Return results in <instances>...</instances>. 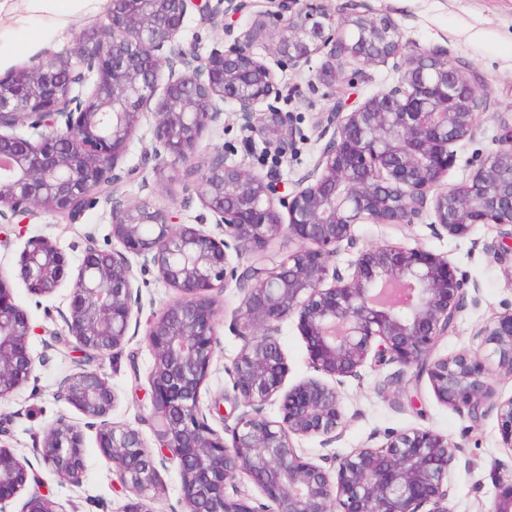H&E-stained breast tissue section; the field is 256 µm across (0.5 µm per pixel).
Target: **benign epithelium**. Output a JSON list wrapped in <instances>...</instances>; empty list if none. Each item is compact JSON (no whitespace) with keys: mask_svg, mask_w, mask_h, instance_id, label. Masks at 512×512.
<instances>
[{"mask_svg":"<svg viewBox=\"0 0 512 512\" xmlns=\"http://www.w3.org/2000/svg\"><path fill=\"white\" fill-rule=\"evenodd\" d=\"M109 24L75 40L73 58L47 52L0 74V223L42 210L71 224L106 194L112 239L121 249L89 244L62 315L77 348L102 355L127 339L141 310L134 292L139 270L157 272L178 298L148 323L154 356L149 375L160 462L176 463L183 512H448V471L459 446L431 429H410L335 458L325 467L299 455L294 440L318 437L328 446L343 424L340 388L371 361L399 363L427 380L437 400L481 423L495 411L502 441L512 447V396L501 399L488 381L495 369L512 375V309L481 327L476 352L442 356L439 340L454 328L468 298L467 282L448 258L419 247L358 246L356 224H416L428 216L440 236L468 235L477 224L499 229L493 254L512 262V128L499 148L478 160L471 180L447 185L451 147L472 135L486 108L476 77L437 49L402 55V34L367 0H345L336 25L323 0H288L279 20V66L298 68L321 55L324 81L336 62L387 64L401 81L350 112H330L335 126L312 169L292 191L274 175L258 176L214 154L198 197L216 231L180 224L149 203L125 206L107 192L121 179L118 163L146 113L155 118L151 157L187 159L201 136L236 105L241 128L282 157L297 129L277 110L274 71L248 46L214 48L200 59L180 32L189 8L215 20L241 7L218 0H111ZM288 219H283V215ZM286 233L298 247L269 265L231 264L230 257L263 250ZM351 255L347 272L336 257ZM28 292L43 296L68 276L64 253L46 239L28 241L19 260ZM235 282L242 294L233 330L244 344L233 363L232 396L240 410L223 435L207 422L200 392L217 337L212 291ZM297 318L311 367L321 374L285 389L288 365L279 324ZM30 318L0 277V397L34 372ZM60 395L95 431L97 448L132 497L120 512H150L157 460L139 430L109 421L115 395L94 369L68 375ZM277 401L279 414L262 406ZM84 434L64 419L46 429L37 461L71 484L85 472ZM247 476L267 499L264 510L237 489ZM32 463L0 445V512L30 483ZM232 493H227V489ZM20 512H60L35 491ZM486 512H512V478L500 484Z\"/></svg>","mask_w":512,"mask_h":512,"instance_id":"7a95c632","label":"benign epithelium"}]
</instances>
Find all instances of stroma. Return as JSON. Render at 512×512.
Here are the masks:
<instances>
[{
  "instance_id": "1",
  "label": "stroma",
  "mask_w": 512,
  "mask_h": 512,
  "mask_svg": "<svg viewBox=\"0 0 512 512\" xmlns=\"http://www.w3.org/2000/svg\"><path fill=\"white\" fill-rule=\"evenodd\" d=\"M368 4L398 24L407 46L444 48L454 65L477 75L487 108L477 113L473 136L455 145L456 163L447 181L457 184L470 178L476 159L497 149L505 122L512 120V0H368ZM110 7V0H87L82 8L51 26L45 14L27 11L21 0H5L0 5V73L28 63L46 49L69 53L81 31L108 25ZM287 13L288 0H244L241 11L220 22L193 9L185 18L180 38L185 47L205 58L213 48L237 42L257 23ZM322 63V57L316 56L308 65L278 73L283 93L278 107L300 133L295 153L278 158L261 143L252 142L228 103L223 124L204 133L190 158L176 163L168 159L148 162L144 156L152 149L154 134L153 120L147 117L120 163L125 176L116 197L128 204L171 207L180 223H201L207 212L198 198L200 176L209 158L220 150L229 160L245 163L254 174L263 176L271 171L285 186H293L311 169L334 132L326 122L328 112L339 105L352 109L396 84L401 76L400 70L389 64H347L337 69L335 82L323 84L316 78ZM354 233L362 246L421 247L445 255L459 276L476 285L454 330L440 340L438 354L477 348V330L512 307V266L495 261L489 252L498 239L493 226L476 225L465 237L435 236L423 221L358 224ZM34 237L49 239L62 250L70 277L76 274L88 244L105 250L116 246L110 206L103 201L75 224L40 210L22 223L0 224V274L9 280L16 303L26 310L36 329L28 339L35 360L30 381L10 396L0 397V423L5 426L0 444L12 448L18 458L29 459L38 438L59 418L84 425V415L59 395L62 380L83 365L100 370L111 386L116 396L111 421L138 428L149 451L158 453L148 383L154 359L144 335L133 336L104 356L78 351L74 339L65 335L61 318L70 304V277L52 294L36 297L29 294L19 276L20 255ZM138 284L142 309L136 321L143 326L177 294L153 272L139 275ZM240 301L241 295L232 285L216 295L218 346L201 389L203 406L232 390L230 370L243 345L232 329V313ZM278 340L288 363L286 387L314 377L295 319L282 323ZM341 393L346 422L340 437L327 448L316 438L296 440L297 451L304 458L316 462L329 451L346 455L364 446L381 445L394 431L432 429L461 447L448 473L450 512H485L498 491L494 462H502L512 471V450L502 442L495 413H488L481 424H473L467 416L437 401L428 383H414L409 368L396 363L365 365L360 378L348 380ZM85 463L83 481L77 485L37 466L39 490L50 494L62 512H119L127 493L112 475L91 431L85 434Z\"/></svg>"
}]
</instances>
